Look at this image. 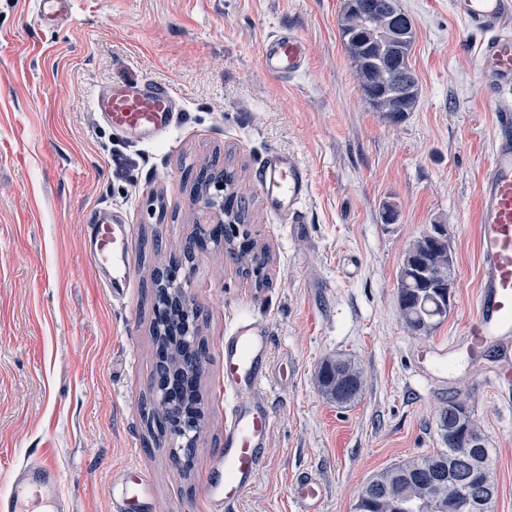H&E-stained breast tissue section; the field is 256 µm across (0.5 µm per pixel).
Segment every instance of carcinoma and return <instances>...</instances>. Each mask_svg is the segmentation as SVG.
Segmentation results:
<instances>
[{"label": "carcinoma", "mask_w": 512, "mask_h": 512, "mask_svg": "<svg viewBox=\"0 0 512 512\" xmlns=\"http://www.w3.org/2000/svg\"><path fill=\"white\" fill-rule=\"evenodd\" d=\"M381 0H358L346 6L339 20V32L366 101L378 112L395 120L413 111L418 87L403 88L404 73L410 68L409 56L415 30L398 5L390 10L378 7ZM227 203L237 204V223L224 230H201L187 239L182 256L193 260L195 253L224 250L245 274L263 269L268 256L251 238L246 196L236 191ZM441 240L427 235L414 240L404 254L398 283L400 314L405 328L413 335H429L448 312L435 311L437 300L453 292L455 267L448 244V230L440 225ZM155 343L164 352L161 369L180 378L201 372L198 352L187 340L184 313L174 309L153 321ZM354 384L343 405L355 403L363 389V371L349 354L323 362L318 373L319 391L336 401L338 382ZM198 397V389H185L161 413L155 414L158 427L181 416ZM462 414V426L455 427L456 414ZM442 447L411 461L387 468L367 481L360 490L354 512H469V488L484 485L496 491V482L485 436L473 416L470 396L457 393L438 413Z\"/></svg>", "instance_id": "1"}]
</instances>
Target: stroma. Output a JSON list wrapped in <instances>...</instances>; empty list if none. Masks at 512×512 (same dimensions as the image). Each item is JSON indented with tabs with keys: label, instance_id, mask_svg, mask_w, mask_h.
I'll list each match as a JSON object with an SVG mask.
<instances>
[{
	"label": "stroma",
	"instance_id": "35a3bbf8",
	"mask_svg": "<svg viewBox=\"0 0 512 512\" xmlns=\"http://www.w3.org/2000/svg\"><path fill=\"white\" fill-rule=\"evenodd\" d=\"M413 20V112L395 121L363 97L342 44L343 0H78L71 19L39 24L27 0H0V494L25 461L46 454L74 512H115L122 476L148 479L140 512H209L204 483L224 448L231 402L222 347L249 316L272 327V368L294 378L264 387L270 445L231 512H295L307 473L325 487L324 512H353L364 483L439 448L436 417L470 394L495 469L492 512H512V336L472 357L463 326L475 312L481 261L475 217L493 153L496 102L477 67L482 37L450 0H398ZM289 30L308 63L292 79L265 73V37ZM153 80L181 98L168 139L143 144L98 122L105 86ZM289 151L311 172L302 221L270 214L254 173ZM233 168L249 189L251 235L268 252L256 288L220 253L188 265L184 292L199 312L208 358L200 378L204 430L181 472L170 437L152 441L157 406L152 335L156 267L216 221L192 174ZM393 205L385 218L384 205ZM99 209L131 225L129 288L112 295L86 260ZM450 228L456 282L448 316L427 336L404 327L397 280L404 252L432 225ZM347 353L361 398L322 397L316 371Z\"/></svg>",
	"mask_w": 512,
	"mask_h": 512
}]
</instances>
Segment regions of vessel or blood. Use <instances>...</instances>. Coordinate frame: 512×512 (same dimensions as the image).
Here are the masks:
<instances>
[{"label": "vessel or blood", "mask_w": 512, "mask_h": 512, "mask_svg": "<svg viewBox=\"0 0 512 512\" xmlns=\"http://www.w3.org/2000/svg\"><path fill=\"white\" fill-rule=\"evenodd\" d=\"M73 0H33L38 21L57 24L71 15ZM453 13L469 30L483 35L478 58L485 90L497 103L495 146L483 175L478 206V250L481 259L480 295L465 332L472 355L498 336L512 335V0H451ZM308 47L293 32L281 30L261 45L260 62L271 76L288 79L304 69ZM101 122L141 143H152L173 128L180 99L158 82L115 83L94 98ZM257 184L270 209L287 224L300 221L311 187L308 169L289 153L268 154L257 174ZM95 239L87 253L90 265L111 262L107 285L113 291L127 287L131 227L98 215ZM271 336L266 323L244 319L224 340V392L233 398L224 426V450L217 463L224 478L207 486L212 499L229 506L252 485L265 460L272 424L269 401L262 389L271 373ZM60 474L45 456L32 459L21 470L0 512H64L58 498ZM297 512H323L325 489L309 475L292 488Z\"/></svg>", "instance_id": "obj_1"}]
</instances>
